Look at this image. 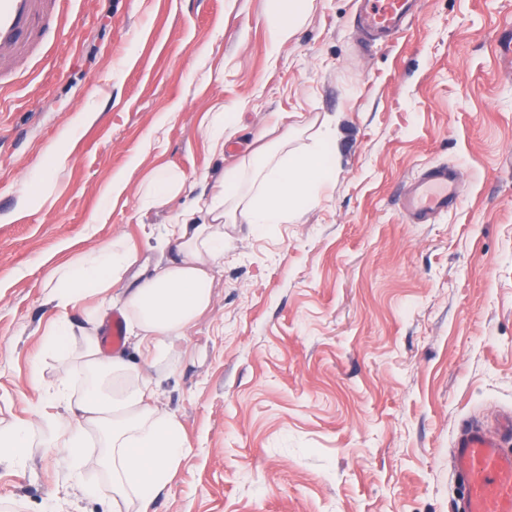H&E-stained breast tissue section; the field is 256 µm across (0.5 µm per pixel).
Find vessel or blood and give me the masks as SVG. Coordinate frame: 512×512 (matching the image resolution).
<instances>
[{"mask_svg": "<svg viewBox=\"0 0 512 512\" xmlns=\"http://www.w3.org/2000/svg\"><path fill=\"white\" fill-rule=\"evenodd\" d=\"M70 0H0V62L26 53L41 23L60 15ZM362 27L377 36L398 32L418 0H367ZM459 173L438 165L414 178L402 200L411 222L423 224L453 208ZM452 468L464 484L460 512H512V416L491 425L469 424L458 434Z\"/></svg>", "mask_w": 512, "mask_h": 512, "instance_id": "obj_1", "label": "vessel or blood"}]
</instances>
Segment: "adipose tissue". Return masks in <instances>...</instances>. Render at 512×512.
Listing matches in <instances>:
<instances>
[{"label":"adipose tissue","instance_id":"1","mask_svg":"<svg viewBox=\"0 0 512 512\" xmlns=\"http://www.w3.org/2000/svg\"><path fill=\"white\" fill-rule=\"evenodd\" d=\"M339 132H316L303 151L270 144L238 157L211 191L195 196L172 214L161 238L171 254L154 266L138 265L137 252L122 235L82 253L47 275L58 314L46 330L40 353L69 352L74 325L68 316L85 298L120 288L127 332L152 354L173 345L212 302L211 285L224 264V228L246 224L256 233L274 224H292L331 184ZM187 174L163 166L139 187L136 212L165 208L185 190ZM50 397L76 412L73 424L48 438V448L80 454L89 433L102 450L101 468L112 477V512L132 501L149 505L170 483L186 447L181 424L152 404L153 389L139 366L102 351L87 336L81 360L66 371Z\"/></svg>","mask_w":512,"mask_h":512}]
</instances>
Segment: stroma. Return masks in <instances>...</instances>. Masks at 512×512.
Listing matches in <instances>:
<instances>
[{"label": "stroma", "mask_w": 512, "mask_h": 512, "mask_svg": "<svg viewBox=\"0 0 512 512\" xmlns=\"http://www.w3.org/2000/svg\"><path fill=\"white\" fill-rule=\"evenodd\" d=\"M359 2L315 0L275 53L271 0H71L0 81V427L37 422L22 460L0 458V512H112L110 478L93 497L76 479L96 436L76 468L44 445L66 418L47 394L83 351L78 334L67 361L34 362L57 315L45 274L120 234L163 259L148 233L169 213L137 219L135 193L162 165L216 183L208 128L229 107L228 154L303 148L335 119V186L295 223L228 227L210 307L141 360L188 443L149 512H459L457 434L512 411V71L494 53L512 0H420L387 41ZM440 164L458 202L412 223L403 195Z\"/></svg>", "instance_id": "obj_1"}]
</instances>
